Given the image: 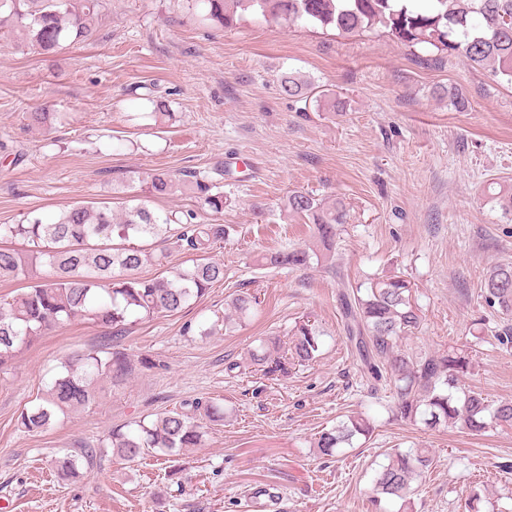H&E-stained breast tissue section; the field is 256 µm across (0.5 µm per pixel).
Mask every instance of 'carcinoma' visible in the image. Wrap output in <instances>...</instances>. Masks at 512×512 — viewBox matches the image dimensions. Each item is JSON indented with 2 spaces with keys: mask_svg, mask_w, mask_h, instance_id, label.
<instances>
[{
  "mask_svg": "<svg viewBox=\"0 0 512 512\" xmlns=\"http://www.w3.org/2000/svg\"><path fill=\"white\" fill-rule=\"evenodd\" d=\"M203 7V18L229 28L248 16L283 24L305 23L342 34H357L383 28L407 47L432 49L435 60L456 57L472 68H483L512 84V0H191ZM103 0H0V33H14L21 45L38 54H52L66 42L95 37ZM281 88L290 98L304 99L310 83L285 73ZM176 182L166 171L150 176L142 186L149 197L171 194ZM188 189L202 209L223 214L224 191L206 176H193ZM288 210L307 218L310 237L329 249L336 225L346 223L341 201L324 202L302 191L292 192ZM222 224H205L195 212L158 214L145 205L112 212L107 202L79 204L61 211L54 219L29 215L19 224H0V240L20 239L30 249L0 247V279L33 280L26 290L0 297V367L16 353L49 330L80 317L123 332L137 320L182 311L191 301L204 297L224 279V265L205 257L216 241L224 238ZM153 237L173 241L192 251L190 264L172 275L144 276L141 268L153 261L163 266L165 255L146 251L137 241ZM326 258L314 249H296L270 257L284 267H304L310 260ZM49 268L46 277L37 269ZM413 284L396 274L369 277L342 294L347 339L355 344L361 370L390 386L388 410L402 421L448 426L457 424L470 432L490 425L512 428V400L492 401L481 392L464 391L462 378L473 367L463 352L408 354L400 341L418 329L422 316L411 301ZM485 298L512 317V262L492 267L484 282ZM258 305L249 291L232 295L229 306L238 318L247 317ZM290 357L270 358L275 340L260 339L250 353L251 362L265 373H288V366L315 359L322 332L303 321L291 329ZM136 365L122 351L100 355L96 350L78 352L62 362L61 373L33 406L24 409L17 425L31 434L45 430L59 415L93 403L98 383H118L130 376ZM203 411L214 423L224 421V404L205 400L192 404V411H171L147 422L143 419L109 431L98 448L51 461L63 480L80 474L112 454L127 463L152 449L176 455L202 442L201 426L193 412ZM371 429L370 421L351 416L318 433L313 447L332 455L357 435ZM433 464L427 448L387 453V464L377 472L375 500L404 499L410 482Z\"/></svg>",
  "mask_w": 512,
  "mask_h": 512,
  "instance_id": "carcinoma-1",
  "label": "carcinoma"
}]
</instances>
